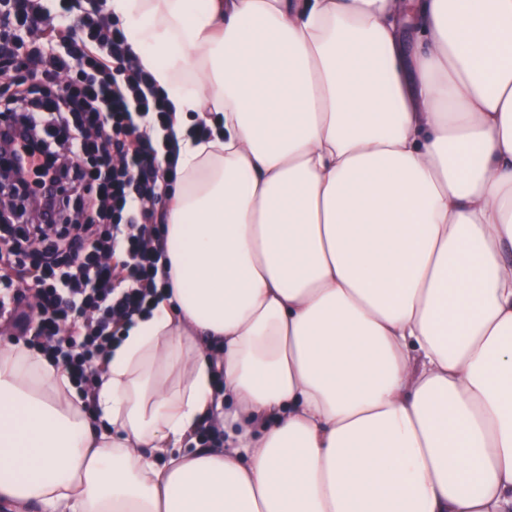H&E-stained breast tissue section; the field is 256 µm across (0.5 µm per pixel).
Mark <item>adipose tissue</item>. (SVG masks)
<instances>
[{
    "instance_id": "adipose-tissue-1",
    "label": "adipose tissue",
    "mask_w": 512,
    "mask_h": 512,
    "mask_svg": "<svg viewBox=\"0 0 512 512\" xmlns=\"http://www.w3.org/2000/svg\"><path fill=\"white\" fill-rule=\"evenodd\" d=\"M107 10L174 112L172 297L86 399L0 347V507L512 512V0Z\"/></svg>"
}]
</instances>
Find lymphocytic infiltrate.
<instances>
[{"mask_svg": "<svg viewBox=\"0 0 512 512\" xmlns=\"http://www.w3.org/2000/svg\"><path fill=\"white\" fill-rule=\"evenodd\" d=\"M0 93L12 131L0 186L24 203L0 223V322L90 393L112 344L168 285L160 182L178 143L165 92L82 0H0Z\"/></svg>", "mask_w": 512, "mask_h": 512, "instance_id": "obj_1", "label": "lymphocytic infiltrate"}]
</instances>
